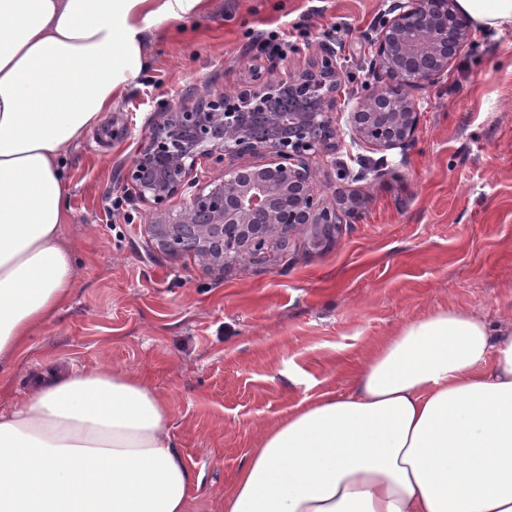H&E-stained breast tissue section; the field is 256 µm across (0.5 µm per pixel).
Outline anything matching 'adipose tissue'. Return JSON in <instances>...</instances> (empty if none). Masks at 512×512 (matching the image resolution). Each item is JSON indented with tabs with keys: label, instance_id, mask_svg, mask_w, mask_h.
Segmentation results:
<instances>
[{
	"label": "adipose tissue",
	"instance_id": "1",
	"mask_svg": "<svg viewBox=\"0 0 512 512\" xmlns=\"http://www.w3.org/2000/svg\"><path fill=\"white\" fill-rule=\"evenodd\" d=\"M211 0H0V374L76 282L70 145L148 68L147 38ZM478 27L512 0H457ZM169 401L107 363L46 368L0 408V512H188L200 479ZM224 512H512V327L447 308L398 327L262 434Z\"/></svg>",
	"mask_w": 512,
	"mask_h": 512
}]
</instances>
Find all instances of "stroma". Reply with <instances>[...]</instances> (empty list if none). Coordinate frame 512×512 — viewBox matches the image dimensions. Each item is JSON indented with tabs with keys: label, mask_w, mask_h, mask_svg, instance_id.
Returning a JSON list of instances; mask_svg holds the SVG:
<instances>
[{
	"label": "stroma",
	"mask_w": 512,
	"mask_h": 512,
	"mask_svg": "<svg viewBox=\"0 0 512 512\" xmlns=\"http://www.w3.org/2000/svg\"><path fill=\"white\" fill-rule=\"evenodd\" d=\"M392 0H212L184 32L152 37L150 65L67 158L78 276L57 320L0 377V398L21 396L47 364L107 362L145 375L170 402L173 436L202 478L189 512H224V490L262 433L324 392H345L350 371L404 323L455 306L512 321V27L471 29L460 55L416 90L419 124L408 150L387 151L383 173L359 161L346 125L371 82L372 41ZM282 31L285 54L253 48ZM333 38L344 81L335 157L317 155L314 186L327 200L361 194L360 219L321 250L293 233L278 262L243 261L224 275L198 259L147 251L125 173L168 104L237 91L258 64L298 70ZM353 173L341 181L331 165Z\"/></svg>",
	"instance_id": "obj_1"
}]
</instances>
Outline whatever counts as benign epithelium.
<instances>
[{
  "label": "benign epithelium",
  "mask_w": 512,
  "mask_h": 512,
  "mask_svg": "<svg viewBox=\"0 0 512 512\" xmlns=\"http://www.w3.org/2000/svg\"><path fill=\"white\" fill-rule=\"evenodd\" d=\"M374 42L375 81L349 113L355 142L368 149L406 150L418 128L412 91L448 71L468 39L470 21L456 0H395ZM343 83L335 43L324 40L307 67L269 79L252 71L251 86L197 106H166L126 172L133 200L152 207L140 226L157 252L199 259L210 273L242 260L273 264L288 234L314 227L311 244L333 241L336 228L360 217L364 202L341 193L332 203L314 188L309 158L331 157L338 179L350 178L335 158L337 95ZM265 157L263 163H243ZM220 175L202 187L197 166ZM188 195L179 211L174 198Z\"/></svg>",
  "instance_id": "obj_1"
}]
</instances>
